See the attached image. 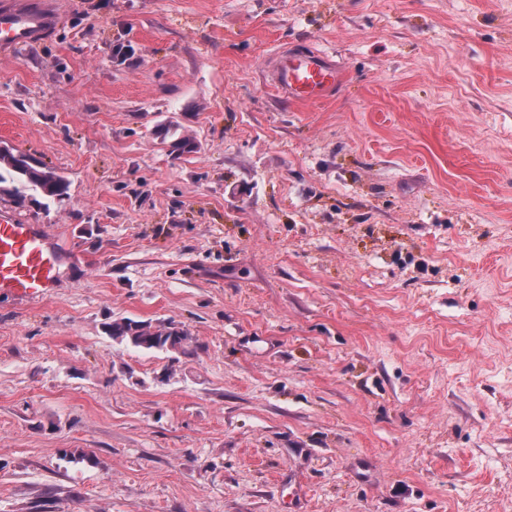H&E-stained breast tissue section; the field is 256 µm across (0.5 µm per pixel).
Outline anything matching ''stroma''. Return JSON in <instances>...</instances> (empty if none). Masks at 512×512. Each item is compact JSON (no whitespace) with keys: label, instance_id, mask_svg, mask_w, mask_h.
<instances>
[{"label":"stroma","instance_id":"stroma-1","mask_svg":"<svg viewBox=\"0 0 512 512\" xmlns=\"http://www.w3.org/2000/svg\"><path fill=\"white\" fill-rule=\"evenodd\" d=\"M55 8L0 142L68 193L0 214L81 259L0 296V512H512V0ZM277 84L292 102H316L333 94L344 80L342 70L315 52L287 53L276 71ZM107 333L111 337L123 336L121 342L125 341L134 347L146 350L173 353L164 350L166 344L172 339L180 344L181 352L178 355H190L194 352L192 337L174 322L155 328L150 323L121 319L109 323Z\"/></svg>","mask_w":512,"mask_h":512}]
</instances>
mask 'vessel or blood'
I'll return each mask as SVG.
<instances>
[{"instance_id":"obj_1","label":"vessel or blood","mask_w":512,"mask_h":512,"mask_svg":"<svg viewBox=\"0 0 512 512\" xmlns=\"http://www.w3.org/2000/svg\"><path fill=\"white\" fill-rule=\"evenodd\" d=\"M58 20L50 0H0V53L6 55L43 40ZM276 79L290 101L301 103L328 98L344 75L325 56L299 52L283 56ZM78 259L77 252L62 251L41 225L0 215V294L21 300L48 296L59 284L62 266Z\"/></svg>"}]
</instances>
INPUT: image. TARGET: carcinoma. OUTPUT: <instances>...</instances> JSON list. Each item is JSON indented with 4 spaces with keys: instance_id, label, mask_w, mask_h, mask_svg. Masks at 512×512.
I'll use <instances>...</instances> for the list:
<instances>
[{
    "instance_id": "carcinoma-1",
    "label": "carcinoma",
    "mask_w": 512,
    "mask_h": 512,
    "mask_svg": "<svg viewBox=\"0 0 512 512\" xmlns=\"http://www.w3.org/2000/svg\"><path fill=\"white\" fill-rule=\"evenodd\" d=\"M8 179L14 183L13 191L18 195L30 192L54 199L66 195L69 188L65 179L55 171L10 147L0 154V184ZM107 333L111 337L120 336L132 346L146 350L162 351L172 339L180 344L181 354L194 352L192 337L173 322L155 328L144 322L114 320L108 324Z\"/></svg>"
}]
</instances>
